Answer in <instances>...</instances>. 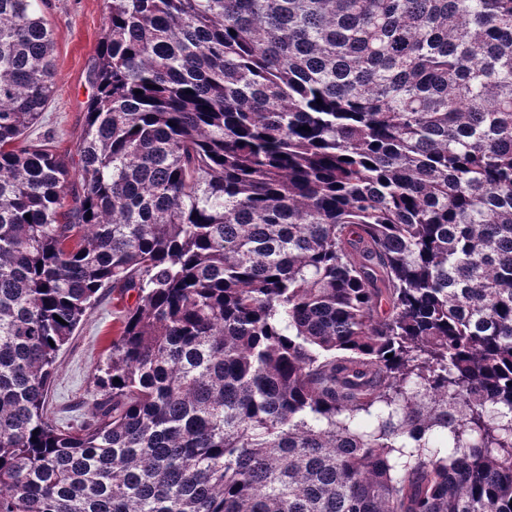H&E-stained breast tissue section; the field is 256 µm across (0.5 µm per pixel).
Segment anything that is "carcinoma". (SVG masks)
Listing matches in <instances>:
<instances>
[{"label":"carcinoma","mask_w":512,"mask_h":512,"mask_svg":"<svg viewBox=\"0 0 512 512\" xmlns=\"http://www.w3.org/2000/svg\"><path fill=\"white\" fill-rule=\"evenodd\" d=\"M106 7L66 210L52 29L0 0V512H512V0ZM93 310L75 330L59 352L56 371L50 385L48 415L65 426L90 415V401L96 394V377L104 368L112 340L120 336V311L134 304L135 295L117 300V293L107 289L99 293Z\"/></svg>","instance_id":"carcinoma-1"}]
</instances>
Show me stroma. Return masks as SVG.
Here are the masks:
<instances>
[{
	"mask_svg": "<svg viewBox=\"0 0 512 512\" xmlns=\"http://www.w3.org/2000/svg\"><path fill=\"white\" fill-rule=\"evenodd\" d=\"M54 38L56 65L51 99L37 124L26 133L32 144L47 143L68 166L78 163L77 146L85 129L94 89L90 70L103 40L105 0H44ZM123 301L111 290L100 293L93 310L58 355L50 385L48 415L63 425L90 415L96 377L104 368L112 341L122 331Z\"/></svg>",
	"mask_w": 512,
	"mask_h": 512,
	"instance_id": "1",
	"label": "stroma"
}]
</instances>
